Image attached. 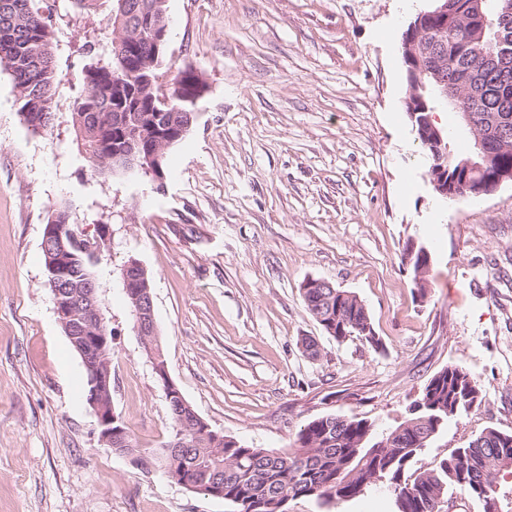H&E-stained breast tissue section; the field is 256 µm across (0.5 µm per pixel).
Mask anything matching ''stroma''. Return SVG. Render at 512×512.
Returning <instances> with one entry per match:
<instances>
[{
    "mask_svg": "<svg viewBox=\"0 0 512 512\" xmlns=\"http://www.w3.org/2000/svg\"><path fill=\"white\" fill-rule=\"evenodd\" d=\"M33 5L55 32L61 83L53 128L35 133L0 72V512H233L100 442L44 272L43 226L62 203L77 229H109L97 275L112 407L138 447L161 448L172 429L118 276L131 257L152 279L169 375L216 431L282 450L330 413L393 428L458 363L483 401L418 465L484 429L512 432V182L448 203L428 182L401 38L429 0H168L166 65L193 68L208 90L160 182L94 171L72 131L83 72L110 55L108 8ZM411 243L431 253L422 300L401 262ZM309 279L355 293L383 350L326 336L303 306ZM390 509L383 483L339 504L286 505Z\"/></svg>",
    "mask_w": 512,
    "mask_h": 512,
    "instance_id": "obj_1",
    "label": "stroma"
}]
</instances>
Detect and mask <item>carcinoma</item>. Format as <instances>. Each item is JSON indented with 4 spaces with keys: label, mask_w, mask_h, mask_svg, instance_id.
Returning a JSON list of instances; mask_svg holds the SVG:
<instances>
[{
    "label": "carcinoma",
    "mask_w": 512,
    "mask_h": 512,
    "mask_svg": "<svg viewBox=\"0 0 512 512\" xmlns=\"http://www.w3.org/2000/svg\"><path fill=\"white\" fill-rule=\"evenodd\" d=\"M473 0H454L461 17L448 18L447 34L438 31L443 19L429 22L432 38L419 51H440L448 61L452 76L469 73L479 83V95L469 105L475 125L487 132L485 161L492 172L512 168V140L500 141L491 133L492 124L508 118L512 126V66L492 68L486 58L497 54L482 21L473 14ZM121 18L126 38L122 46L111 45L110 59L88 65L83 72L71 112L72 126L85 149L92 168H112V145L127 136V128L112 120V73L120 77L126 98L124 112L166 114L177 108L195 110L192 100L161 103L141 76L133 74L132 61L150 65L149 71L166 75L165 50L155 51L150 40L137 42L132 36L147 27L148 15L130 5ZM137 47L131 59V46ZM56 38L32 0H0V69L9 71L17 92L19 114L34 132L53 125V103L61 82L55 63ZM140 138V158L146 166L155 149L153 131L145 128ZM430 252L425 247L406 248L402 262L415 275L414 294H427L425 280L416 279L427 265ZM103 255L75 253L64 280L77 282L94 277V268ZM338 288H306L300 291L305 310L337 342L356 336L374 349L381 342L369 312L357 300L336 295ZM482 401L478 381L465 367L450 364L436 372L413 402L409 419L388 432H377L364 419L327 414L306 423L296 434L292 450L275 452L248 445L234 437L181 448L176 455L150 453L125 436L126 445L115 452L134 462L159 464L168 478L187 490L210 495L214 486L224 487L222 500L234 512H285L287 500L311 498L324 505L348 501L379 483L387 484L393 496L394 512H440L457 506V499H473L480 512H512V490L501 488L498 477L512 475V433L487 428L466 447L458 448L425 469L413 468L417 457L448 424V420L469 412ZM172 433L170 439L193 421L192 406L179 399L168 401Z\"/></svg>",
    "instance_id": "carcinoma-1"
}]
</instances>
